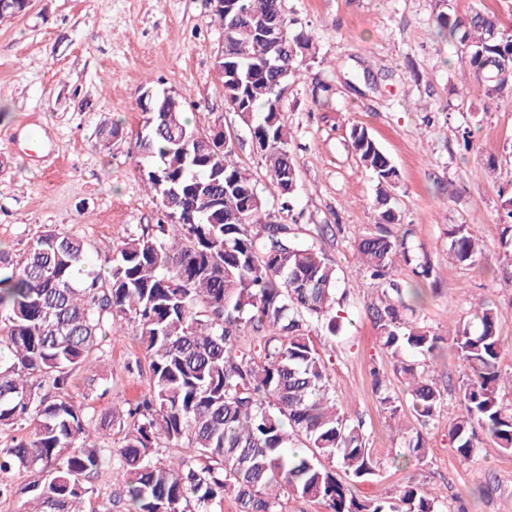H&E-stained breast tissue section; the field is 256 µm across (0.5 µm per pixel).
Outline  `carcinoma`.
I'll return each instance as SVG.
<instances>
[{
  "instance_id": "1",
  "label": "carcinoma",
  "mask_w": 512,
  "mask_h": 512,
  "mask_svg": "<svg viewBox=\"0 0 512 512\" xmlns=\"http://www.w3.org/2000/svg\"><path fill=\"white\" fill-rule=\"evenodd\" d=\"M439 6L437 35L455 43L485 97L512 92V36L501 32L498 14L452 15L447 0ZM212 12L224 31V67L216 69L224 107L249 130L280 210L267 209L235 160L238 130H226L218 149L215 130L187 117V96L174 112H147L137 97L139 172L164 220L124 239L100 270L89 265L83 239L52 229L21 253L0 249V428L15 432L0 447V498L21 496L18 512H98L87 510L88 483L110 457L126 475L118 498L127 512H211L226 496L239 512H282L285 493L325 512H440L437 498L412 482L389 497L356 495L354 484L370 480L375 464L311 336L317 324L336 335L342 320L336 266L293 225L297 166L279 110L309 38L289 34L282 0H226ZM350 139L375 182L374 224L356 240L363 274L380 290L367 314L403 384L400 397L373 369L380 405L393 420L408 411L428 426L444 394L407 356L433 358L449 341L465 368L460 413L448 428L458 455L474 460L487 440L512 455V406L498 399L512 372L501 367L496 309L477 303L446 336L413 319L433 266L408 246L390 158L363 126ZM502 209L500 245L509 254L512 196ZM448 239L456 264L479 261L473 225H452ZM401 262L416 280L395 278ZM127 326L149 356V393L123 414L93 411L105 389L92 387L87 403H74L67 389L75 371L108 333ZM161 446L192 456L163 461L155 457ZM408 449L419 462L427 457L421 432ZM338 465L348 481L336 477ZM17 474L26 476L18 492Z\"/></svg>"
}]
</instances>
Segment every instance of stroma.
Returning a JSON list of instances; mask_svg holds the SVG:
<instances>
[{"instance_id":"obj_1","label":"stroma","mask_w":512,"mask_h":512,"mask_svg":"<svg viewBox=\"0 0 512 512\" xmlns=\"http://www.w3.org/2000/svg\"><path fill=\"white\" fill-rule=\"evenodd\" d=\"M283 8L292 33L312 37L281 110L293 132L297 229L335 263L345 296L339 334L316 328L312 336L376 463L356 493L384 497L413 482L434 489L442 512H512V455L488 444L465 462L449 440L463 374L451 345L420 362L445 389L425 435L426 460H407V442L379 403L373 367L388 371L391 392L402 386L366 315L378 292L357 272L354 242L374 222L375 187L349 138L352 126L366 127L398 171L396 205L410 245L437 277L421 322L444 336L449 320L469 316L472 299L493 303L501 366L512 372V257L499 248L501 201L512 195V93L488 99L463 74L455 46L434 34L437 0H283ZM223 43L209 0H33L27 13L0 22V248L23 252L51 228L85 240L99 265L123 239L157 224L158 201L131 152L142 124L135 100L146 85L187 92L199 126H235L215 69ZM31 121L43 147L20 131ZM114 123L122 137L100 150L99 130ZM465 222L483 244L475 267L448 260V227ZM104 344L103 360L79 372L69 394L82 401L93 378L107 390L96 410L123 409L148 393L149 363L134 334Z\"/></svg>"}]
</instances>
